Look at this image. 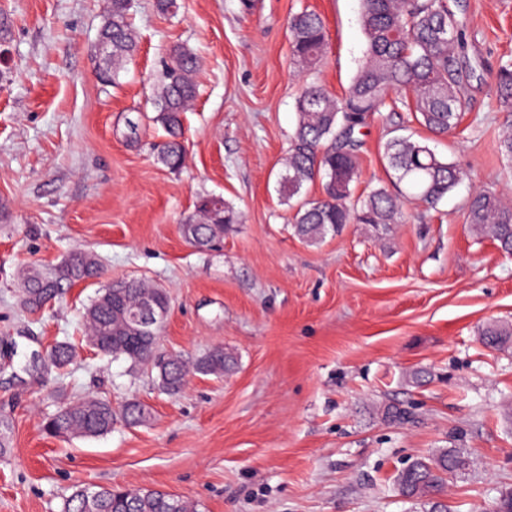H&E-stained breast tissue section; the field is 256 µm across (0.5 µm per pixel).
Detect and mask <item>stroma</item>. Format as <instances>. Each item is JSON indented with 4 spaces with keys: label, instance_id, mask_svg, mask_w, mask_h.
<instances>
[{
    "label": "stroma",
    "instance_id": "stroma-1",
    "mask_svg": "<svg viewBox=\"0 0 512 512\" xmlns=\"http://www.w3.org/2000/svg\"><path fill=\"white\" fill-rule=\"evenodd\" d=\"M176 15L131 0L139 50L118 85L102 88L95 45L109 0H0L12 22L0 45V512H63L68 488L161 489L198 512H431L397 490L399 473L442 448L471 465L448 480L458 512H492L512 491V346L486 348L489 324L512 325V255L464 222L477 188L512 193L496 150L512 112L492 84L512 58V0H467L463 130L438 152L463 181L406 224H349L302 242L277 191L302 76L290 16L318 12L327 53L313 72L343 96L364 61L360 0H179ZM202 59L200 95L185 119L181 170L157 164L150 118L161 48ZM145 118L141 140L121 132ZM426 134L405 110L364 130L356 193L385 183L383 143ZM217 195L242 224L210 249L180 224ZM72 249L98 256L104 279L79 283L45 309H21L18 274ZM166 288L165 351L192 359L221 346L238 358L221 378L196 374L161 392L124 359L81 347L70 375L43 370L54 341L83 334L81 312L105 278ZM424 381H415L417 371ZM134 397L152 417L96 439L43 430L64 398ZM407 411L385 418V405Z\"/></svg>",
    "mask_w": 512,
    "mask_h": 512
}]
</instances>
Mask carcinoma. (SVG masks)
Wrapping results in <instances>:
<instances>
[{"mask_svg": "<svg viewBox=\"0 0 512 512\" xmlns=\"http://www.w3.org/2000/svg\"><path fill=\"white\" fill-rule=\"evenodd\" d=\"M361 23L366 39L365 61L339 98L322 84L305 83L295 99L296 127L289 139L285 173L280 176L282 198L291 201L302 188L321 181L323 197L305 199L293 216L302 241L318 244L346 224H404L407 205L421 201L434 206L463 179L457 165L440 156L414 135L394 136L383 144V155L396 190L386 185L357 196L360 178L359 150L362 130L383 110L403 106L435 135L456 132L468 102L463 90L474 75L468 61L467 26L462 19L463 0H361ZM130 0H111L98 40L101 60L99 79L111 86L126 71L138 47V35L130 17ZM291 51L299 72H312L326 53L324 22L313 11L302 10L288 22ZM201 62L192 48L176 43L161 60V74L152 87L154 115L150 121L162 132L156 160L170 170L185 161L182 142L183 115L198 93ZM494 95L500 107L512 110V60L499 64ZM473 233L488 237L512 254V206L489 188L475 190L465 211ZM242 221L241 212L219 196H202L180 232L188 244L204 248L224 238ZM101 264L89 251H73L51 272L27 270L21 302L27 310L42 309L45 298L63 294L73 284L97 277ZM141 303L157 310L170 307V295L142 280L128 279L100 288L84 308L85 342L104 355L122 358L133 368L155 373L158 388L171 396L181 393L190 374L221 378L231 373L236 357L218 347L193 363L180 354L160 350L159 337L132 328L130 312ZM483 344L497 348L512 343V329L489 326L482 331ZM76 347L57 341L47 348L45 364L59 372L74 364ZM150 418V410L128 399L120 413L112 402L86 396L66 402L44 422L46 433L66 440L93 439L112 432L117 421L138 426ZM464 457L441 450L428 459L413 462L398 477L401 494L409 499L440 496L447 476L461 470ZM63 512H197V505L158 489L92 490L72 487Z\"/></svg>", "mask_w": 512, "mask_h": 512, "instance_id": "carcinoma-1", "label": "carcinoma"}]
</instances>
